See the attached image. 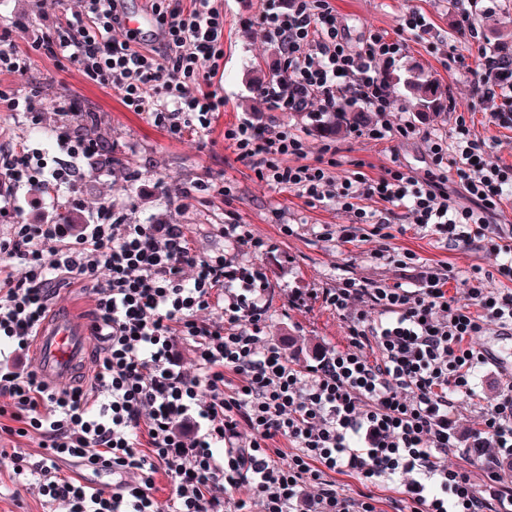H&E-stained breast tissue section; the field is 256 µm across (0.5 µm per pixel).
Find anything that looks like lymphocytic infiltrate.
<instances>
[{
  "mask_svg": "<svg viewBox=\"0 0 512 512\" xmlns=\"http://www.w3.org/2000/svg\"><path fill=\"white\" fill-rule=\"evenodd\" d=\"M149 7L156 29L145 36L127 28L124 0H77L35 45L111 86L171 138H207L228 104L213 89L224 75L223 0ZM247 23L274 43L279 66L257 90L268 120L246 112L224 128L236 162L308 207L339 205L349 223L323 225L322 238L350 244L369 225L370 259L410 277L283 290L267 264L277 245L251 224L219 225L223 252L202 256L185 225L128 224L106 205L77 230L16 222L0 238V438L14 443L0 448L11 464L0 497L25 487L44 512H379L374 487L397 484L395 512H512L502 474L512 460V377L477 429L456 430L460 398L474 397L475 375L493 361L480 337L512 335V291L487 287L472 260L494 257L512 282V225L498 221L512 203V164L492 160L497 139L465 115L446 137L394 121L380 68L405 56L408 35L430 33L420 12L404 14L395 33L370 30L358 47L330 0H262ZM467 72L478 99L500 101L487 125L512 130V47ZM346 102L374 114L354 138L426 143L424 177L398 162L375 176H335L342 146L311 153L284 120L320 124ZM96 152L76 127L34 146L1 141L0 212L17 213L22 191L76 195L78 163ZM407 224L470 258L467 271L391 246V228ZM74 287L92 302L78 318L97 347L84 383L56 387L40 373L36 338L54 298ZM317 306L336 314L346 346L288 351L275 316ZM24 440L38 453L21 451ZM458 449L464 463H450ZM340 475L360 490L343 493Z\"/></svg>",
  "mask_w": 512,
  "mask_h": 512,
  "instance_id": "obj_1",
  "label": "lymphocytic infiltrate"
}]
</instances>
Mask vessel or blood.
Returning a JSON list of instances; mask_svg holds the SVG:
<instances>
[{"label":"vessel or blood","instance_id":"b4317fda","mask_svg":"<svg viewBox=\"0 0 512 512\" xmlns=\"http://www.w3.org/2000/svg\"><path fill=\"white\" fill-rule=\"evenodd\" d=\"M92 339L89 325L59 315L48 322L37 341L41 374L50 383L63 385L73 376Z\"/></svg>","mask_w":512,"mask_h":512}]
</instances>
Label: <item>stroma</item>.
I'll return each instance as SVG.
<instances>
[{
	"label": "stroma",
	"instance_id": "obj_1",
	"mask_svg": "<svg viewBox=\"0 0 512 512\" xmlns=\"http://www.w3.org/2000/svg\"><path fill=\"white\" fill-rule=\"evenodd\" d=\"M72 0H0V25L8 26L17 48L30 56V67L23 73H0V90L26 94L37 89L42 97L41 126L47 129L73 124V117L59 111L56 100L67 94L91 109L96 118L90 130L92 138L103 141L120 157L123 169L114 172L99 165L96 159L79 164L81 207L77 214L88 217L100 205L114 204L129 224L187 225L197 251L212 255L223 251L224 240L215 232L218 224L234 218L252 224L260 233L278 239L281 251L293 256L288 266L272 265L279 287L322 288L339 275L396 280L397 272L373 263L367 256L368 243L345 246L319 238L326 224L348 223L339 207L311 208L293 193H279L259 180L254 172L235 160L224 142L225 126L234 123L244 112L257 119L267 111L254 92L255 78H272L277 69L278 52L263 39L260 31L242 25L244 17L254 15L260 0H224V78L217 90L228 104L206 140L194 136L171 139L165 131L153 126L144 116L129 111L118 93L87 79L66 61L34 49L36 37L52 33L64 8ZM350 45L356 46L369 29L395 32L401 15L409 9L420 11L431 23L432 33L424 40H410L406 56L395 66L396 74H422L435 80L447 95L448 111L425 118L402 109V120H419L422 128L440 134L451 132L457 113L472 118L475 128L492 136L496 132L485 126V115L491 106L479 102L472 94L469 77L459 67L458 58L473 61L478 46L460 39L456 33L458 9L456 0H332ZM503 145L497 155L512 164V131L500 130ZM206 186V202L172 199L163 193V185ZM230 194H223V187ZM282 209L285 223L300 225L299 236L279 239L272 223L271 208ZM392 246L409 249L433 266H466L458 252L445 248L435 237L417 233L414 228L396 234ZM277 335L290 337L295 347L311 353L315 345L343 347L344 331L336 315L317 307L305 316L287 320L278 326ZM502 377L494 367H486L477 380L478 400H464L456 427L464 432L477 427L476 403L493 401Z\"/></svg>",
	"mask_w": 512,
	"mask_h": 512
}]
</instances>
